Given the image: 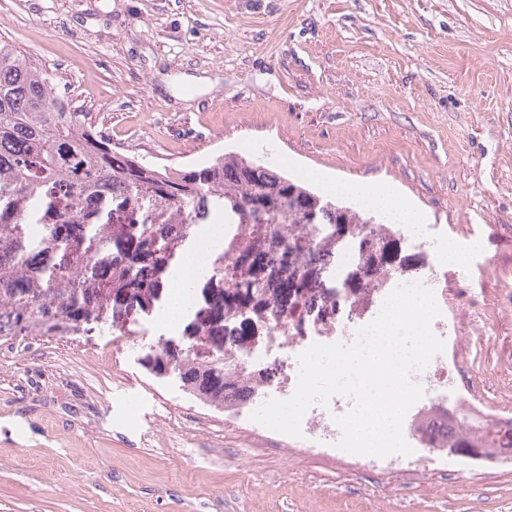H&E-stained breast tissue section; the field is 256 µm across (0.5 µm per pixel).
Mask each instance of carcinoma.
Instances as JSON below:
<instances>
[{"label": "carcinoma", "mask_w": 512, "mask_h": 512, "mask_svg": "<svg viewBox=\"0 0 512 512\" xmlns=\"http://www.w3.org/2000/svg\"><path fill=\"white\" fill-rule=\"evenodd\" d=\"M333 207L309 224L314 200ZM248 222L240 243L219 253L200 288V305L160 354H144L156 375L176 374L195 398L224 409L243 391L242 371L226 350L251 337L256 313L288 314V335L303 330L299 309L325 297V270L336 241L386 217L325 197L305 180L260 160L224 153L199 169L159 170L112 153L95 117L58 95L41 71L0 41V336H68L106 326L137 333L136 316L152 311L170 288L169 274L187 239L215 215ZM365 277L376 288L394 266L407 267L391 236L360 244ZM284 282L266 283L263 267ZM233 324V334L226 326Z\"/></svg>", "instance_id": "cac0c4a2"}]
</instances>
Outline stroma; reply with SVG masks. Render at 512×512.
I'll list each match as a JSON object with an SVG mask.
<instances>
[{"label": "stroma", "mask_w": 512, "mask_h": 512, "mask_svg": "<svg viewBox=\"0 0 512 512\" xmlns=\"http://www.w3.org/2000/svg\"><path fill=\"white\" fill-rule=\"evenodd\" d=\"M168 169L234 152L317 191L386 185L448 268L465 384L512 401V0H0V40ZM0 337V512H512V463L379 472L215 409L161 338Z\"/></svg>", "instance_id": "1"}]
</instances>
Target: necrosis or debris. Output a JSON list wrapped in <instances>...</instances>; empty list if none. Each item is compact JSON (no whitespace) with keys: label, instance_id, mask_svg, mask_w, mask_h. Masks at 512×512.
Masks as SVG:
<instances>
[{"label":"necrosis or debris","instance_id":"4bbe7bcc","mask_svg":"<svg viewBox=\"0 0 512 512\" xmlns=\"http://www.w3.org/2000/svg\"><path fill=\"white\" fill-rule=\"evenodd\" d=\"M405 282H419L433 290L441 314L433 321L432 330L444 343H451L446 315V275L440 265H426L407 276L388 277L382 287L340 295L330 299L326 306L305 310L303 332L291 340L284 333L287 316H269L257 321L253 337L236 353L237 360L257 376L248 388L247 403L256 408L271 398H289L297 384L295 351L306 350L315 343H352L358 328L372 321L389 293ZM411 378L422 390L421 399L410 408L403 423L404 437L413 448L407 457L412 469H419L423 458H442L449 436L465 431L474 434L491 428L499 430L506 424L502 418L473 417L472 411L479 407L480 401L473 394L463 392L449 375L447 353L435 355L424 369L413 371ZM352 405V398L343 395L333 396L325 405L313 404L302 418L301 439L318 448H332L341 437L334 418Z\"/></svg>","mask_w":512,"mask_h":512}]
</instances>
